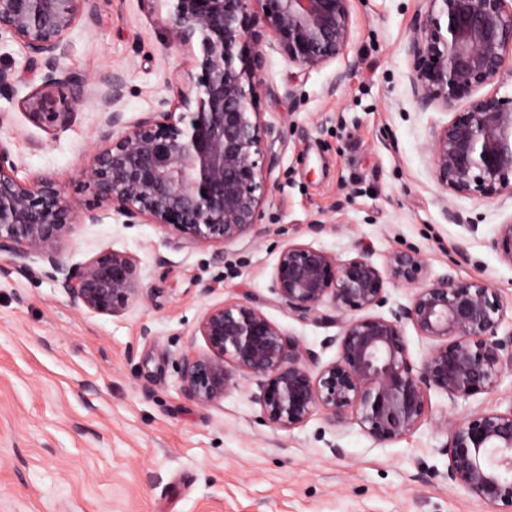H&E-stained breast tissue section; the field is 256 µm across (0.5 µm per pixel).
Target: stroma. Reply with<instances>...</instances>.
<instances>
[{"label":"stroma","instance_id":"stroma-1","mask_svg":"<svg viewBox=\"0 0 512 512\" xmlns=\"http://www.w3.org/2000/svg\"><path fill=\"white\" fill-rule=\"evenodd\" d=\"M96 22L79 21L62 64L82 74L122 73L127 121L173 100L189 68L170 39L169 0H97ZM429 0H352L357 21L345 54L309 73L269 38L259 56L256 105L280 138L261 234L225 246L179 249L151 224L104 212L76 225L69 262L104 249L130 254L140 296L121 314L74 306L45 278L13 272L0 255V512H494L448 483L446 423L477 409L512 407V369L497 391L453 404L429 392L413 434L374 442L360 425L322 414L290 431L273 429L240 381L218 404L184 394L179 361L203 350L198 322L211 305L240 301L304 346L339 334L289 314L272 291L280 250L310 243L345 260L367 252L383 265L414 249L430 275L454 270L498 288L500 334L512 332V263L492 241L512 221V197H457L435 184L428 164L442 108L421 109L410 37ZM30 88L0 92V136L10 138L16 176L46 175L77 203L96 150L101 113L89 100L76 123L51 134L21 108ZM460 212L462 222L447 218ZM477 232H470V225Z\"/></svg>","mask_w":512,"mask_h":512}]
</instances>
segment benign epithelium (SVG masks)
Here are the masks:
<instances>
[{"mask_svg": "<svg viewBox=\"0 0 512 512\" xmlns=\"http://www.w3.org/2000/svg\"><path fill=\"white\" fill-rule=\"evenodd\" d=\"M173 0L171 40L199 45L169 108L124 120L119 74L89 77L64 69L60 58L82 20H94L97 0H0V37L27 51L21 73L0 67V89L26 80L33 90L21 107L51 134L75 123L78 104L94 99L105 113L99 147L85 175L92 201L77 204L41 176L24 183L10 141L0 138V254L36 257L34 271L89 311L117 315L140 295L139 271L125 252L105 249L71 264L63 251L76 224H97L111 209L127 224H153L170 244L224 246L260 226L275 164L264 151L270 134L254 109L255 57L250 45L268 34L302 71L319 70L344 55L356 20L352 0ZM408 52L416 65L415 96L422 108H463L434 134L429 166L444 193L512 197V97L476 95L492 83L512 56V0H429ZM482 183H477V180ZM493 245L512 264V221L497 228ZM413 288L409 303L391 317L368 310L386 303L389 285ZM273 292L288 312L329 322L320 308L342 317L341 333L322 347H338L323 363L313 349L272 322L260 306L221 302L206 308L197 332L206 348L181 359L183 392L214 405L245 379L266 423L290 431L320 411L338 424L357 421L379 444L415 432L429 409V391L453 403L495 391L512 363V332L503 320L499 290L482 276H428L416 251L390 254L383 267L365 252L340 260L311 244L281 249ZM413 324L431 343L420 365L409 358L402 324ZM448 482L497 512H512V407L472 411L448 427Z\"/></svg>", "mask_w": 512, "mask_h": 512, "instance_id": "benign-epithelium-1", "label": "benign epithelium"}]
</instances>
